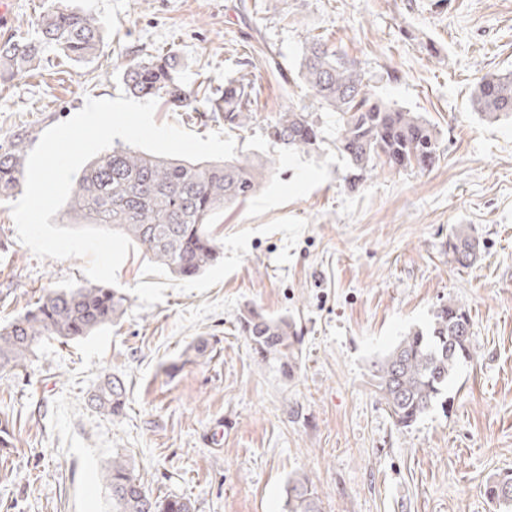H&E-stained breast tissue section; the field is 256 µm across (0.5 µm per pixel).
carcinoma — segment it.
Segmentation results:
<instances>
[{
    "instance_id": "cac0c4a2",
    "label": "carcinoma",
    "mask_w": 512,
    "mask_h": 512,
    "mask_svg": "<svg viewBox=\"0 0 512 512\" xmlns=\"http://www.w3.org/2000/svg\"><path fill=\"white\" fill-rule=\"evenodd\" d=\"M103 41L96 18L83 11L50 10L36 40H10L0 45V73L32 67L45 47L62 51L75 62L91 59ZM300 79L318 107L336 113V149L348 160L344 181L358 187L377 169L402 172L432 167L438 142L434 128L414 112L375 97L357 63L331 49L318 35L305 37ZM128 92L158 97L193 112L199 107L224 117V127L240 130L254 119L256 91L242 74L224 81V93L212 97L207 87L187 89L177 77L175 57L160 55L128 66L123 73ZM470 106L492 123L512 118V72L481 79ZM269 138L284 147L308 153L320 148L322 129L313 113L291 106L266 127ZM23 148L0 153V196L20 185ZM274 166L263 161H202L155 156L129 146L113 147L86 165L64 205L76 224H97L124 233L150 259L178 279L194 278L221 258V247L209 231L217 211L256 196L272 178ZM482 250L480 238L460 228L448 240V252L468 268ZM128 296L119 288L90 285L51 290L28 310L0 327V379L25 365L46 336L63 343L91 336L120 319ZM239 332L261 361L291 378L299 367L300 330L288 317L267 318L253 308L239 319ZM471 358V317L453 300L440 305L425 330L403 337L375 360L370 380L396 426L408 428L439 401L448 377L462 360ZM95 409L122 413L126 388L107 377L91 398ZM102 478L110 489L112 512H196L188 497L153 496L130 458L115 455ZM512 486V470L495 474L486 485L488 498L507 510L512 498L500 486ZM284 512H322L317 490L305 475L288 479Z\"/></svg>"
}]
</instances>
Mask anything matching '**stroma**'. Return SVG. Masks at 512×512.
<instances>
[{
	"label": "stroma",
	"mask_w": 512,
	"mask_h": 512,
	"mask_svg": "<svg viewBox=\"0 0 512 512\" xmlns=\"http://www.w3.org/2000/svg\"><path fill=\"white\" fill-rule=\"evenodd\" d=\"M51 8L92 14L104 40L88 61L47 50L0 84V151H31L87 98L123 93L132 63L176 55L184 86L248 75L256 118L232 131L238 158L274 161L257 196L217 212L223 260L175 279L142 249L118 271L125 315L92 336L46 337L0 380L14 446L0 452V512H112L101 473L132 458L156 496L197 512H282L289 478L307 474L323 512H498L488 480L512 469V120L469 107L486 73L512 70V0H12L0 43L36 37ZM358 62L375 97L420 114L438 138L424 172L343 177L336 115L302 153L270 140L278 112L308 104L298 76L308 34ZM0 199V326L44 291L87 284L86 259L37 258ZM485 244L470 268L448 239ZM455 300L472 320V359L448 380L447 407L398 428L369 367ZM302 330L300 367L284 378L238 331L245 308ZM207 342L188 361L190 345ZM107 375L127 386L123 415L89 397Z\"/></svg>",
	"instance_id": "obj_1"
}]
</instances>
